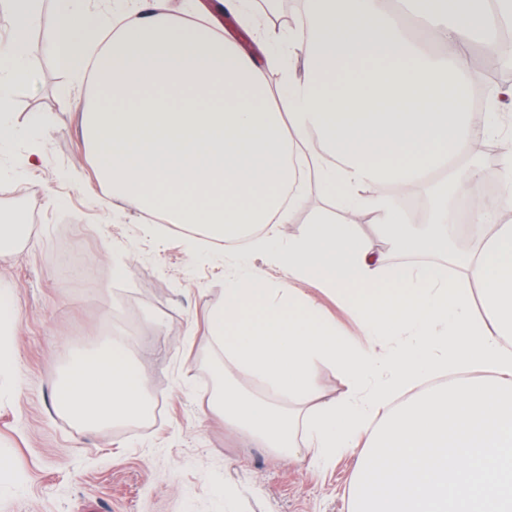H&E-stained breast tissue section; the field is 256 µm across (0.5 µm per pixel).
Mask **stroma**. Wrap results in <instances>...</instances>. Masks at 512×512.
Masks as SVG:
<instances>
[{"label": "stroma", "instance_id": "1", "mask_svg": "<svg viewBox=\"0 0 512 512\" xmlns=\"http://www.w3.org/2000/svg\"><path fill=\"white\" fill-rule=\"evenodd\" d=\"M217 20L255 57L288 49L284 25L268 23L260 43L235 18ZM29 69L14 93L22 135L0 175V210L31 221L21 254L0 262V281L17 295L10 345L19 358L0 388V453L13 474L0 512H224L228 491L236 512H349L355 457L324 471L283 460L208 409L216 351L204 316L223 301L238 255L208 242L189 248L178 228L155 234L134 208L112 207L75 117L54 95L71 74L45 53ZM36 145L42 167L31 176L23 158ZM116 333L130 341L150 428L89 425L54 405L73 352Z\"/></svg>", "mask_w": 512, "mask_h": 512}]
</instances>
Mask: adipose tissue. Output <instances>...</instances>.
<instances>
[{
  "instance_id": "ef3b65f1",
  "label": "adipose tissue",
  "mask_w": 512,
  "mask_h": 512,
  "mask_svg": "<svg viewBox=\"0 0 512 512\" xmlns=\"http://www.w3.org/2000/svg\"><path fill=\"white\" fill-rule=\"evenodd\" d=\"M44 0H0L12 19L0 50V155L19 136L12 90L27 61L49 53L90 93L58 86L62 111L79 110L97 179L116 205L180 227L189 246L247 244L284 273L230 275L207 314L222 352L210 409L259 447L309 456L327 468L358 453L351 512H512V84L497 91V124L476 127L465 108L475 78L473 43L492 49L512 24V0H407L442 49L429 53L389 0H299L288 40L303 76L272 87L278 51H243L204 14L177 16L164 0L105 15L93 0H53L41 42L32 30ZM508 147L501 191L487 209L481 172L471 195V244L447 264L388 265L361 238L364 216L405 253L447 247L448 195L432 203L435 227L410 235L402 198L473 156L491 129ZM332 196L345 220L310 212L296 236L282 229ZM457 268L447 277L446 266ZM316 281L360 330L352 341L289 285ZM16 294L0 284V381L14 377L8 344ZM342 378L324 394L320 366ZM257 382L249 393L240 377ZM56 408L119 423L148 406L128 341L77 354Z\"/></svg>"
}]
</instances>
